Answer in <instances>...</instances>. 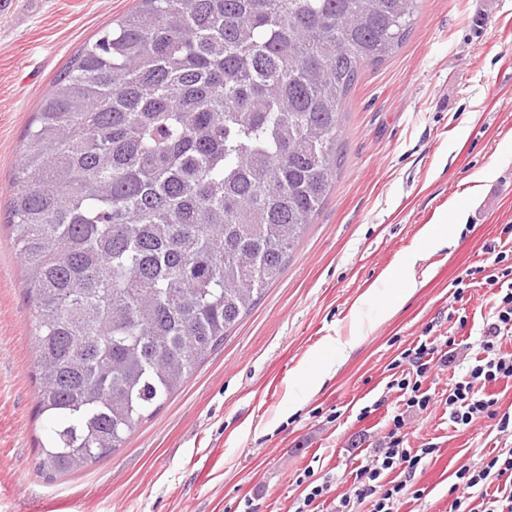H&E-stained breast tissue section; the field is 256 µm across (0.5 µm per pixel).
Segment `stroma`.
Here are the masks:
<instances>
[{
  "instance_id": "35a3bbf8",
  "label": "stroma",
  "mask_w": 512,
  "mask_h": 512,
  "mask_svg": "<svg viewBox=\"0 0 512 512\" xmlns=\"http://www.w3.org/2000/svg\"><path fill=\"white\" fill-rule=\"evenodd\" d=\"M136 0H17L0 12V512H295L299 480L328 482L311 512H334L356 469L404 421L405 447L433 455L395 512H448L455 472L512 447L494 420L450 422L457 374L433 368L427 411H408L389 382L420 340L480 355L495 290L490 244L512 224V0H422L405 43L364 67L344 120L336 183L279 279L184 386L110 457L48 479L35 465L54 424L36 411L32 310L5 226L9 177L26 128L80 47ZM480 179L452 246L421 249L429 224ZM415 293L394 313L391 274ZM474 277L462 300L453 284ZM356 347L320 389L310 380L337 342Z\"/></svg>"
}]
</instances>
